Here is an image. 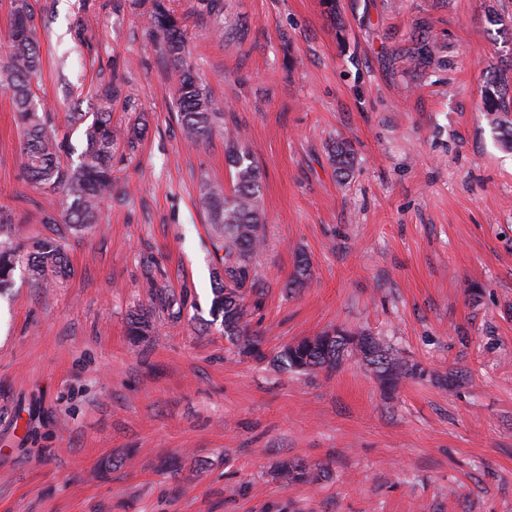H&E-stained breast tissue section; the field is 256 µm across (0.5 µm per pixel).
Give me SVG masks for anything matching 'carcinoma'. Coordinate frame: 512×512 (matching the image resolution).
Returning <instances> with one entry per match:
<instances>
[{
	"label": "carcinoma",
	"mask_w": 512,
	"mask_h": 512,
	"mask_svg": "<svg viewBox=\"0 0 512 512\" xmlns=\"http://www.w3.org/2000/svg\"><path fill=\"white\" fill-rule=\"evenodd\" d=\"M147 36L161 46L171 67L176 89V105L184 132L198 143H206L223 130L229 143L227 160L235 170L232 188L207 179L199 183V201L206 209L211 230L224 250V280L213 289L212 311L221 319L226 338L247 354L261 356L262 341L252 328L249 306L241 288L255 277L254 260L263 247L265 215L260 205L261 175L249 155L235 147L236 137L224 130V108L198 77L190 61V50L181 19L169 6V0H152L145 25ZM9 65L0 77L11 94L14 112L24 131L19 167L32 184L63 193L62 210L48 213L44 224H66L75 232L99 223L101 202L112 197L116 181L112 160L119 135L110 118L112 100L123 95V85L108 83L93 120L86 126V144L77 160L61 161L63 143L39 111L35 86L42 72L37 25L30 0H13L7 34ZM433 46L422 40L409 48L403 61L418 68L432 58ZM507 89L494 77L487 81L483 112L489 125L499 130L504 147L512 149V101ZM336 172L347 179L354 173L355 157L351 146L338 141L332 149ZM24 265L30 280L40 283L49 277H66L69 262L64 244L54 237L24 241L12 231L8 219L0 215V297L14 282V272ZM311 278L307 259L297 261L288 289L301 288ZM355 358L365 364L380 384L395 390L406 379L422 376V371L401 362L383 341L364 331L336 325L315 336L284 346L276 361L290 371L304 375L331 374L344 361ZM330 469L321 464L311 469L300 458L280 464L278 476L288 485L327 477Z\"/></svg>",
	"instance_id": "cac0c4a2"
}]
</instances>
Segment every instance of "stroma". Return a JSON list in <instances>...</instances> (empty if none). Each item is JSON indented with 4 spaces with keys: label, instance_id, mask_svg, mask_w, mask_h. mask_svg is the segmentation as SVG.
<instances>
[{
    "label": "stroma",
    "instance_id": "stroma-1",
    "mask_svg": "<svg viewBox=\"0 0 512 512\" xmlns=\"http://www.w3.org/2000/svg\"><path fill=\"white\" fill-rule=\"evenodd\" d=\"M37 91L65 137L108 81L147 121L113 160L103 220L68 236L71 273L0 299V512H512V150L481 112L512 62V0H171L203 83L262 172L265 248L244 287L264 358L209 314L221 270L201 179L230 186L223 135L187 138L149 0H30ZM501 21L491 24L490 14ZM424 29L435 53H396ZM0 92V212L44 237L59 194L21 175ZM356 157L339 179L338 141ZM312 280L285 284L298 254ZM479 288L472 296L471 288ZM173 294L180 319L155 307ZM150 313L151 335L129 333ZM331 325L365 328L425 372L392 393L357 360L301 376L272 358ZM461 375L453 390L439 378ZM321 482L283 486L294 456Z\"/></svg>",
    "mask_w": 512,
    "mask_h": 512
}]
</instances>
